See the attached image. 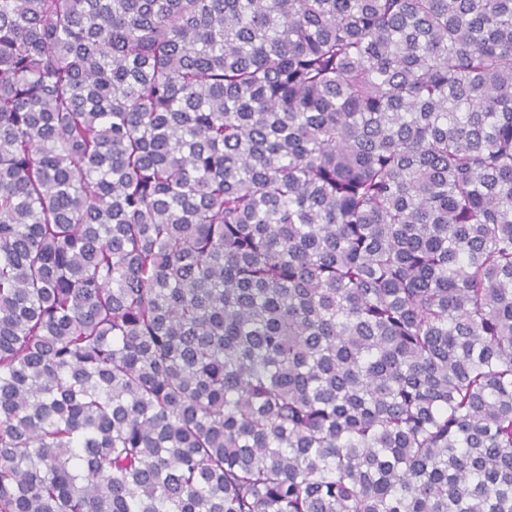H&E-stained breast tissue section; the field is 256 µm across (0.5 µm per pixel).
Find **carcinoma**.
Returning <instances> with one entry per match:
<instances>
[{
	"instance_id": "cac0c4a2",
	"label": "carcinoma",
	"mask_w": 512,
	"mask_h": 512,
	"mask_svg": "<svg viewBox=\"0 0 512 512\" xmlns=\"http://www.w3.org/2000/svg\"><path fill=\"white\" fill-rule=\"evenodd\" d=\"M0 512H512V0H0Z\"/></svg>"
}]
</instances>
